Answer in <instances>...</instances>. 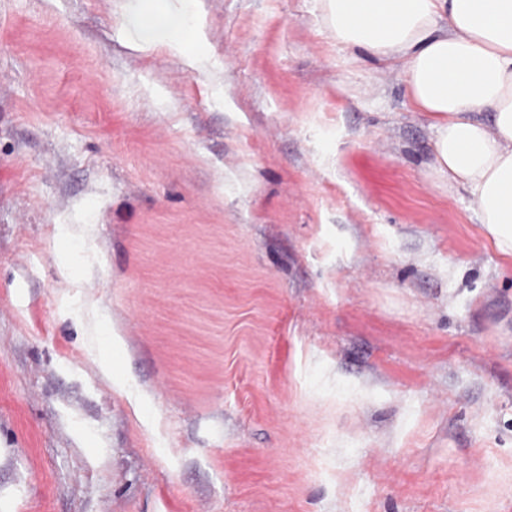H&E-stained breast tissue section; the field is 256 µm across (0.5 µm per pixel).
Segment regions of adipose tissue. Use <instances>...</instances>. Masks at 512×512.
Returning a JSON list of instances; mask_svg holds the SVG:
<instances>
[{
	"label": "adipose tissue",
	"instance_id": "obj_1",
	"mask_svg": "<svg viewBox=\"0 0 512 512\" xmlns=\"http://www.w3.org/2000/svg\"><path fill=\"white\" fill-rule=\"evenodd\" d=\"M337 47L382 61L434 131L426 176L466 191L485 236L512 259V0H319ZM133 48L208 61L188 0L136 6Z\"/></svg>",
	"mask_w": 512,
	"mask_h": 512
}]
</instances>
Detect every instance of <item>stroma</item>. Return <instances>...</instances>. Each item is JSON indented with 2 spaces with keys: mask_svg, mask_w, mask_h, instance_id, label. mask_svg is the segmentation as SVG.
I'll use <instances>...</instances> for the list:
<instances>
[{
  "mask_svg": "<svg viewBox=\"0 0 512 512\" xmlns=\"http://www.w3.org/2000/svg\"><path fill=\"white\" fill-rule=\"evenodd\" d=\"M194 8L205 73L0 0V512H512V260L429 119L316 0ZM58 226H61V227L58 228V230L54 236V241L56 243V246H57V244L60 245L59 251H58V256L60 259L61 274L63 275V277L66 280H68L72 283H76L79 280V277L76 274V272L73 270V268L68 264V261H67V253L69 251L68 232L65 228V225H58Z\"/></svg>",
  "mask_w": 512,
  "mask_h": 512,
  "instance_id": "obj_1",
  "label": "stroma"
}]
</instances>
